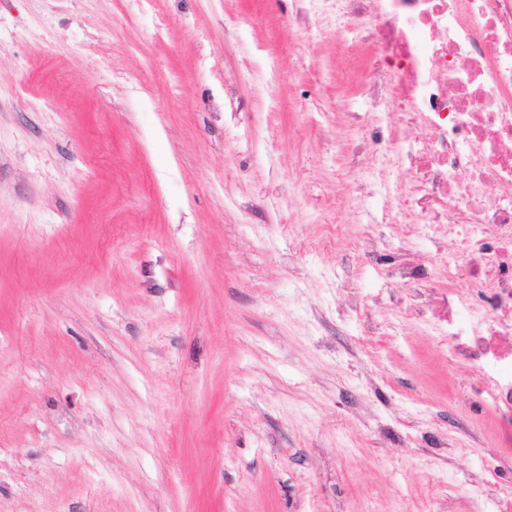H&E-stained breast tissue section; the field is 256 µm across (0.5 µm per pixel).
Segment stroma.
Here are the masks:
<instances>
[{
    "instance_id": "stroma-1",
    "label": "stroma",
    "mask_w": 512,
    "mask_h": 512,
    "mask_svg": "<svg viewBox=\"0 0 512 512\" xmlns=\"http://www.w3.org/2000/svg\"><path fill=\"white\" fill-rule=\"evenodd\" d=\"M309 0H0V512H512ZM341 225L342 240L327 234Z\"/></svg>"
}]
</instances>
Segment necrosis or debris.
<instances>
[{
    "label": "necrosis or debris",
    "mask_w": 512,
    "mask_h": 512,
    "mask_svg": "<svg viewBox=\"0 0 512 512\" xmlns=\"http://www.w3.org/2000/svg\"><path fill=\"white\" fill-rule=\"evenodd\" d=\"M368 16L376 115L368 149L409 171L386 218L407 235L456 239L436 276L465 279L435 311L451 359L481 381L473 397L512 443V0H347Z\"/></svg>",
    "instance_id": "4bbe7bcc"
}]
</instances>
